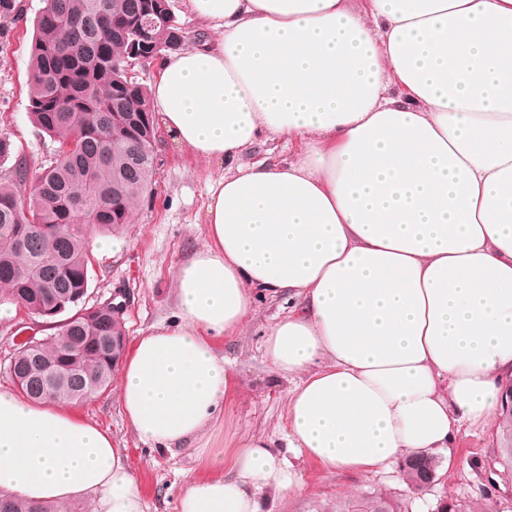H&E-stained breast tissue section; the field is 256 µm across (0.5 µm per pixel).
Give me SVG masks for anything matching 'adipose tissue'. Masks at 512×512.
I'll return each mask as SVG.
<instances>
[{
	"mask_svg": "<svg viewBox=\"0 0 512 512\" xmlns=\"http://www.w3.org/2000/svg\"><path fill=\"white\" fill-rule=\"evenodd\" d=\"M216 40L150 88L173 139L227 168L206 242L174 270L177 321L137 337L117 397L184 448L217 413L256 297L294 302L262 352L294 385L285 440L324 472H376L487 424L512 374V0H186ZM297 140L282 162L257 142ZM178 512H259L303 478L251 437ZM0 497L144 512L109 432L0 389Z\"/></svg>",
	"mask_w": 512,
	"mask_h": 512,
	"instance_id": "obj_1",
	"label": "adipose tissue"
}]
</instances>
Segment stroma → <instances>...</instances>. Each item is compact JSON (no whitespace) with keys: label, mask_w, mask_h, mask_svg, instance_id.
Returning <instances> with one entry per match:
<instances>
[{"label":"stroma","mask_w":512,"mask_h":512,"mask_svg":"<svg viewBox=\"0 0 512 512\" xmlns=\"http://www.w3.org/2000/svg\"><path fill=\"white\" fill-rule=\"evenodd\" d=\"M20 14L10 35L0 38V136L6 135L32 166L50 159L56 143L28 117V72L34 22L44 0H18ZM158 167L152 199L142 206L137 223L128 225L109 251L91 245L87 304L111 299L115 291L127 294L123 314L129 340L154 324L174 323L176 263L205 241L203 222L210 178L223 172L219 160L196 159L165 131L157 133ZM291 303L287 296L258 298L244 329L233 337L213 341L230 374L223 410L193 440L191 449L161 452L142 442L124 421L116 400L120 378L103 394L75 405V412L112 435L133 469L146 512H177L187 477L206 478L214 468L202 463V448L223 450L232 457L243 438L279 437L286 426L285 401L290 379L275 373L262 355L267 329ZM0 318V389H14L7 371L9 357L20 333L44 337L40 318L6 305ZM496 424L462 426L451 453H438L439 466L431 484L413 491L399 466L383 473L329 475L316 464L298 457L303 492L269 496L267 512H318L325 501L385 496L401 502L404 512H436L441 499L454 496L480 505L483 512H512V481L502 479L501 468L490 456ZM497 490L484 495L489 483Z\"/></svg>","instance_id":"1"}]
</instances>
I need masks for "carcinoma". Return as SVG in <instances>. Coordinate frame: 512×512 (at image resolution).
<instances>
[{
    "label": "carcinoma",
    "instance_id": "cac0c4a2",
    "mask_svg": "<svg viewBox=\"0 0 512 512\" xmlns=\"http://www.w3.org/2000/svg\"><path fill=\"white\" fill-rule=\"evenodd\" d=\"M142 0H45L35 23L29 74V118L57 138L56 165L33 168L8 137H0V303L26 304L40 312L88 287V242L95 233H117L134 223L140 203L151 197L156 166L142 149L154 130L147 87L127 77L132 42L172 52L182 28L171 15L152 27L139 21ZM17 0H0V37L17 16ZM35 183L25 193L26 180ZM54 332L79 348L63 363L66 378H49L60 362L42 338L15 344L12 360L22 371L23 396L33 403L83 402L107 390L118 362L94 345L100 336L121 335L124 324L108 311L83 320L51 318ZM512 385L501 388L499 432L491 460L512 477ZM435 456L403 461L407 484H426ZM336 512H401L384 497L344 500ZM438 512H475V503L444 499Z\"/></svg>",
    "mask_w": 512,
    "mask_h": 512
}]
</instances>
